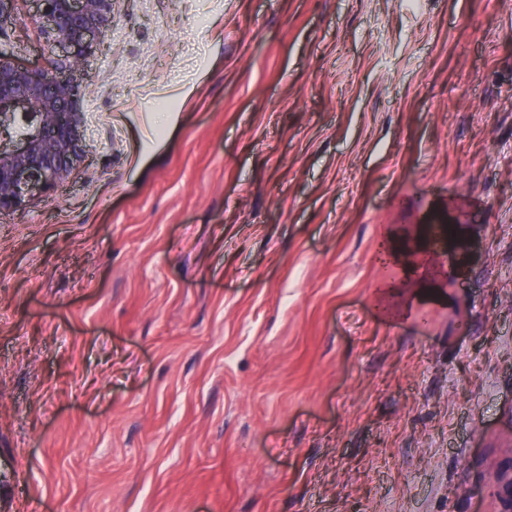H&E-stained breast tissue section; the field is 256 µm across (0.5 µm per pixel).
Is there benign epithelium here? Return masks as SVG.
<instances>
[{
	"label": "benign epithelium",
	"mask_w": 512,
	"mask_h": 512,
	"mask_svg": "<svg viewBox=\"0 0 512 512\" xmlns=\"http://www.w3.org/2000/svg\"><path fill=\"white\" fill-rule=\"evenodd\" d=\"M36 2L58 55L30 70L0 54V211L22 209L81 161L86 113L74 72L112 31L114 0Z\"/></svg>",
	"instance_id": "benign-epithelium-1"
}]
</instances>
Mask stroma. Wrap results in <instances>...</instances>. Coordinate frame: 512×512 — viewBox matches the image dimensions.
Segmentation results:
<instances>
[{"instance_id": "stroma-1", "label": "stroma", "mask_w": 512, "mask_h": 512, "mask_svg": "<svg viewBox=\"0 0 512 512\" xmlns=\"http://www.w3.org/2000/svg\"><path fill=\"white\" fill-rule=\"evenodd\" d=\"M84 90L0 213V512H501L512 0H115Z\"/></svg>"}]
</instances>
